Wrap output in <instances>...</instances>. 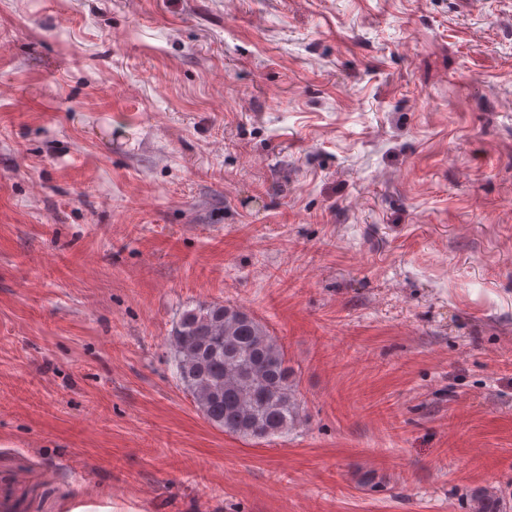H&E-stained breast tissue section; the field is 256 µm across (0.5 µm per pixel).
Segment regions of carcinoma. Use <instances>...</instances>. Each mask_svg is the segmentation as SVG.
I'll use <instances>...</instances> for the list:
<instances>
[{"instance_id":"1","label":"carcinoma","mask_w":512,"mask_h":512,"mask_svg":"<svg viewBox=\"0 0 512 512\" xmlns=\"http://www.w3.org/2000/svg\"><path fill=\"white\" fill-rule=\"evenodd\" d=\"M176 376L213 425L247 439L284 435L300 403L283 347L246 310L185 311L172 336Z\"/></svg>"}]
</instances>
